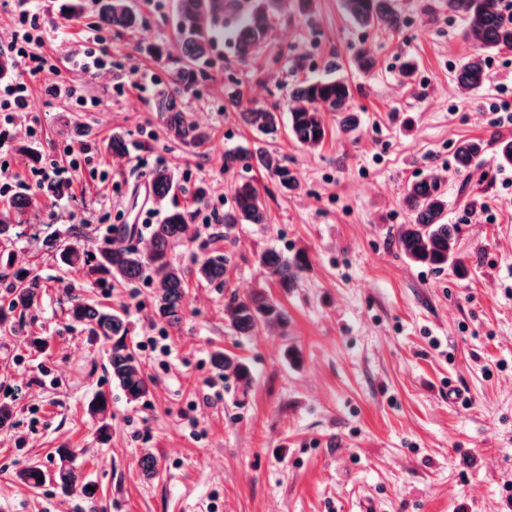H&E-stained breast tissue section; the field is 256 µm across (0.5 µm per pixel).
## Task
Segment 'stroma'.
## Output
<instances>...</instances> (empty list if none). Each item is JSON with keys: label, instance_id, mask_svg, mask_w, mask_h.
Masks as SVG:
<instances>
[{"label": "stroma", "instance_id": "35a3bbf8", "mask_svg": "<svg viewBox=\"0 0 512 512\" xmlns=\"http://www.w3.org/2000/svg\"><path fill=\"white\" fill-rule=\"evenodd\" d=\"M128 3L140 29H103L112 68L83 80L75 62L93 12L66 19L59 0H30L45 32L42 50L58 70L29 80L38 138H28L23 122L0 126L9 141L0 180L16 193L34 188L23 144L44 161L65 162L81 143L91 152L62 175L68 197L42 198L22 236L4 245L45 288L22 320L0 328V403L14 410L12 424L0 428V504L11 512H187L191 503L196 512H512V166L490 147L512 138V125H495L490 110L512 102V48L486 53L489 81L464 97L453 74L477 45L446 0H397L404 24L391 37L354 25L340 0H309L275 19L251 64L236 62L228 40L215 43L207 79L181 95L185 112L211 133L194 148L166 138L152 100L171 70L145 51L165 42L178 53L176 0ZM359 48L375 56L371 72L356 68ZM408 60L417 71L406 83ZM329 73L352 86L358 130L344 132L340 115L328 112L319 147L285 133L268 143L294 189L280 192L260 167L245 170L268 193L269 221L219 238L215 219L231 205L238 177L225 172L224 153L257 143L237 111L286 103L294 83ZM59 81L75 86L87 107L51 95ZM237 83L244 97L231 110L224 88ZM115 133L129 142L127 154L99 149ZM464 139L489 144L469 181L455 171L454 147ZM160 165L179 184L166 206L206 219L199 242L177 247L174 259L189 266L208 249L227 258L223 287L189 282L176 329L153 321L147 282L113 288L63 275L54 253L30 239L84 222L104 240L107 227L133 223V196ZM429 176L448 192L465 275L413 264L398 247L397 231L411 219L405 189ZM200 182L208 195L199 205L191 192ZM265 248L303 252L294 288H278L258 264ZM259 288L285 308L288 326L237 336L224 304ZM73 296L125 314L149 385L140 401L110 381L106 344L68 320ZM289 348L296 359H286ZM218 349L251 365L249 387L212 366ZM101 390L112 397L105 443L88 412ZM63 446L84 490L64 494L50 479L37 489L21 480L34 463L53 474ZM147 453L158 461L150 479L139 467Z\"/></svg>", "mask_w": 512, "mask_h": 512}]
</instances>
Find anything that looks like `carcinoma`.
Instances as JSON below:
<instances>
[{
    "label": "carcinoma",
    "mask_w": 512,
    "mask_h": 512,
    "mask_svg": "<svg viewBox=\"0 0 512 512\" xmlns=\"http://www.w3.org/2000/svg\"><path fill=\"white\" fill-rule=\"evenodd\" d=\"M98 24L127 32L136 31L141 25V16L131 9L126 0H96ZM236 0H177L174 34L180 46L181 56L174 60L172 72L174 84L190 89L206 77L204 65L208 64L212 43L219 30L216 22L226 12H236ZM448 11L462 15L466 37L479 43L484 50L512 48V19L504 18L496 9L493 0H447ZM347 17L362 28H373L388 36L397 34L401 16L395 0H342ZM290 0H251L249 7L240 13L234 31L235 55L246 63L257 58L266 47L270 25L287 6ZM85 0H62L61 12L66 18H78L85 12ZM456 86L464 95L478 93L489 80L484 56H468L456 70ZM353 90L343 78L325 76L315 81H302L291 88L288 111V132L293 140L306 148L314 149L326 134L323 113L345 114L342 128L351 132L358 125L353 114ZM154 110L164 127L166 135L185 146L201 148L210 140L208 130L184 112L177 91L162 87L157 90L153 102ZM240 121L256 131L261 141L268 143L277 139L283 124L281 109L257 107L238 113ZM485 152L481 140H462L454 149L457 170L468 172L476 160ZM258 165L275 178L279 188L288 191L294 180L288 167L269 151L255 150ZM252 157L238 151L224 153V170L231 171L243 164L249 165ZM150 191L157 203L164 202L173 192L174 177L165 167L152 171ZM65 185L59 182L40 184L35 190L15 194L0 201V242L9 241L23 223V217L38 208L41 196H62ZM412 213V221L400 226L397 241L401 252L412 262L442 269L455 264L463 265L455 255L457 227L445 222L448 212V193L441 181L427 177L409 184L402 200ZM268 221L267 203L252 179L245 178L233 187V203L224 211L221 224L222 236H228L240 224H265ZM199 233L189 222L187 210L173 207L164 211L162 220L150 226L148 243L144 248L131 242L96 244L80 224L71 225L66 236H54L45 240V245L56 252L63 272L97 276L112 281V286L127 288L144 279L154 285L153 317L155 320L175 328L185 316L184 301L187 290V274L194 275L200 283L224 287L225 259L222 255L205 256L195 261L191 271H186L172 257V250L198 239ZM304 258L293 257L275 249L263 251L259 264L283 289L293 287L297 270L302 268ZM43 285L40 278L30 272L12 273L9 295L0 304V326L12 317H24L40 299ZM70 322L81 326L96 341L108 344L107 373L129 401L135 402L147 395L149 387L127 341L129 329L120 315L108 308L89 304L72 298L67 308ZM228 326L238 336H252L267 325H288V314L272 296L257 290L244 299L230 296L224 307ZM214 366L234 376L244 385L250 383V367L243 361L222 350L212 354ZM111 400L107 393L100 392L90 402L88 409L98 419L99 440L107 441L111 436ZM59 466L54 473L56 486L70 494L83 485L80 471L73 466V452L68 448L57 449Z\"/></svg>",
    "instance_id": "obj_1"
}]
</instances>
